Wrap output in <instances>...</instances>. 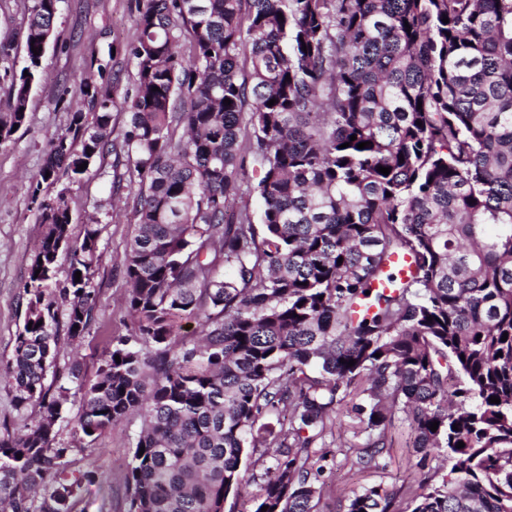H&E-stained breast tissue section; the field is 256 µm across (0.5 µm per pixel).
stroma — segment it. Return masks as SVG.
<instances>
[{
	"label": "stroma",
	"mask_w": 512,
	"mask_h": 512,
	"mask_svg": "<svg viewBox=\"0 0 512 512\" xmlns=\"http://www.w3.org/2000/svg\"><path fill=\"white\" fill-rule=\"evenodd\" d=\"M27 7V0H0V44L12 45L11 60L18 69L25 64L22 33ZM136 14V0H61L54 36L30 96L26 121L13 142L0 148V436L33 424L39 416L35 405L16 410L15 384L6 365L23 323V284L42 233L30 205V193L44 162L46 143L52 135L65 132L73 112L82 107L78 79L91 72L92 54L107 52L113 40L133 39ZM127 167V159L110 153L97 161L82 181L70 186L73 241H82L88 224H97L99 230L98 259L92 276L97 309L80 345L60 340L55 363L47 374L48 383L56 386L66 383L76 362L81 363L86 379H93L98 359L113 338L130 330L121 270L134 230L132 207L137 188L126 182L118 188L113 185L115 174L126 173ZM354 405V399H345L332 418L330 432L314 445L317 455L324 458L320 512H342V504L354 493L377 485L399 489L395 508L397 512H410L412 492L420 481L428 476L440 481L450 469V461L439 452L421 457L413 446L414 435L408 423L398 417L388 429V446L377 465L353 467L354 448L363 441ZM78 416V400L68 399L57 426V440L69 447L72 470L93 469L96 480L72 500L71 512H125V474L138 424L116 425L90 445L77 428ZM271 464L270 454L263 449L248 450L241 467L245 484L240 494H229L224 512H253L260 477Z\"/></svg>",
	"instance_id": "35a3bbf8"
}]
</instances>
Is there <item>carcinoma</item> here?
<instances>
[{
    "label": "carcinoma",
    "mask_w": 512,
    "mask_h": 512,
    "mask_svg": "<svg viewBox=\"0 0 512 512\" xmlns=\"http://www.w3.org/2000/svg\"><path fill=\"white\" fill-rule=\"evenodd\" d=\"M29 2L28 73L5 69L0 148L25 123L61 0ZM115 53L135 68L122 140L100 63L101 82L83 78L88 113L48 140L31 194L43 233L8 371L16 409L41 417L0 437V512H70L95 481L55 443L70 395L90 444L140 418L125 512H224L247 448L275 449L254 512H318L311 447L349 396L367 433L352 465L376 463L398 414L418 452L452 462L411 512H512V0H138ZM110 152L138 179L134 330L55 396L60 316L78 345L97 307L98 229L71 241L68 184ZM248 157L258 224L228 216ZM400 254L412 274L374 288ZM180 320L199 336L178 337ZM399 494L367 487L344 512H395Z\"/></svg>",
    "instance_id": "carcinoma-1"
}]
</instances>
